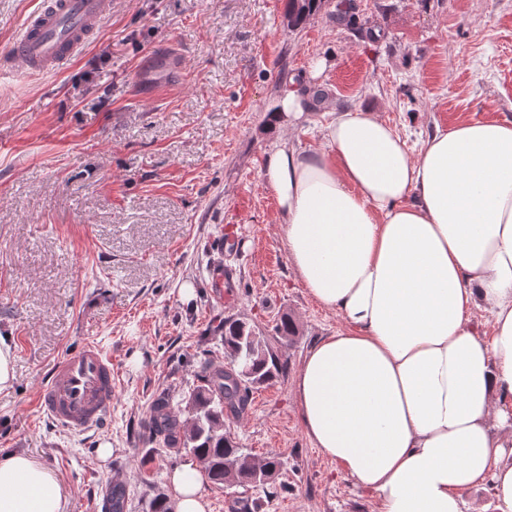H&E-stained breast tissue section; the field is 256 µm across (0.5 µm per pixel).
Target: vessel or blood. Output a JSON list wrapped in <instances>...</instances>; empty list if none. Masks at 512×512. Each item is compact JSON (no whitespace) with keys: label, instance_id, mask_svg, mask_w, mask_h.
Wrapping results in <instances>:
<instances>
[{"label":"vessel or blood","instance_id":"obj_1","mask_svg":"<svg viewBox=\"0 0 512 512\" xmlns=\"http://www.w3.org/2000/svg\"><path fill=\"white\" fill-rule=\"evenodd\" d=\"M113 0H41L10 46L0 71L59 69L112 13ZM41 411L62 428L95 430L112 407V359L89 341L60 358L39 392Z\"/></svg>","mask_w":512,"mask_h":512}]
</instances>
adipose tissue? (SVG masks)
Listing matches in <instances>:
<instances>
[{"label":"adipose tissue","instance_id":"ef3b65f1","mask_svg":"<svg viewBox=\"0 0 512 512\" xmlns=\"http://www.w3.org/2000/svg\"><path fill=\"white\" fill-rule=\"evenodd\" d=\"M263 177L295 274L347 324L293 383L311 442L379 512H464L485 483L512 512V121L436 130L415 157L376 114L341 111L322 149L280 142ZM169 479L176 512H207L199 463ZM68 508L51 468L0 453V512Z\"/></svg>","mask_w":512,"mask_h":512}]
</instances>
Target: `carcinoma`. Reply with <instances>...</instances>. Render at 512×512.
Here are the masks:
<instances>
[{
	"instance_id": "cac0c4a2",
	"label": "carcinoma",
	"mask_w": 512,
	"mask_h": 512,
	"mask_svg": "<svg viewBox=\"0 0 512 512\" xmlns=\"http://www.w3.org/2000/svg\"><path fill=\"white\" fill-rule=\"evenodd\" d=\"M323 5L324 0H288V12L295 15L300 27ZM224 348L230 365L225 369L204 365L202 384L187 400L192 414L189 424H182L166 401L153 405L151 440L177 453L191 454L215 484L224 483L232 474L241 485H264L274 479L280 461L275 456L257 459L239 448L224 432V417L242 416L251 387L284 375L288 358L274 350L255 328L232 316L224 318Z\"/></svg>"
}]
</instances>
